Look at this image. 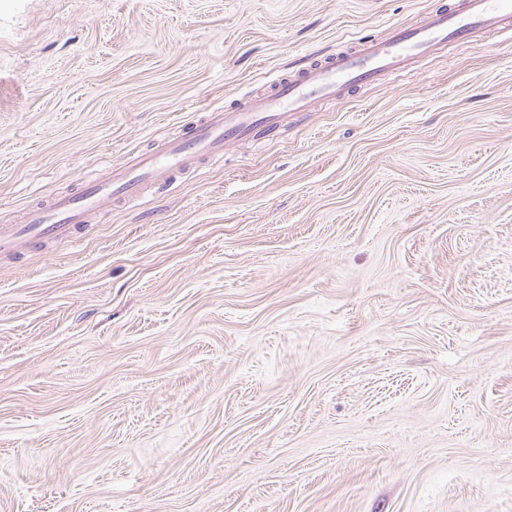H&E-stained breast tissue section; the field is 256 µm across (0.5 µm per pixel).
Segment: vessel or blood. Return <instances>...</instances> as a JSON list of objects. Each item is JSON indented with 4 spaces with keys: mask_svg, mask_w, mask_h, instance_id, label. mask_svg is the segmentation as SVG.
<instances>
[{
    "mask_svg": "<svg viewBox=\"0 0 512 512\" xmlns=\"http://www.w3.org/2000/svg\"><path fill=\"white\" fill-rule=\"evenodd\" d=\"M512 28V0H460L457 7L430 12L422 24L394 27L389 38L358 42L350 49L302 66L277 80L271 93L239 100L235 107H209L204 118L175 140L135 156L109 179L69 195L30 206L20 223L0 225V252L53 238L73 236L91 223L101 200L128 203L146 187L169 185L177 174L224 156L227 142L274 132L291 112L306 111L349 89L411 73L418 59L448 44L466 46L480 29Z\"/></svg>",
    "mask_w": 512,
    "mask_h": 512,
    "instance_id": "obj_1",
    "label": "vessel or blood"
}]
</instances>
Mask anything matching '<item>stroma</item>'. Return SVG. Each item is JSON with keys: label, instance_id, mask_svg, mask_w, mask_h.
I'll return each instance as SVG.
<instances>
[{"label": "stroma", "instance_id": "stroma-1", "mask_svg": "<svg viewBox=\"0 0 512 512\" xmlns=\"http://www.w3.org/2000/svg\"><path fill=\"white\" fill-rule=\"evenodd\" d=\"M457 0H0V224ZM0 512H512V37L0 253Z\"/></svg>", "mask_w": 512, "mask_h": 512}]
</instances>
